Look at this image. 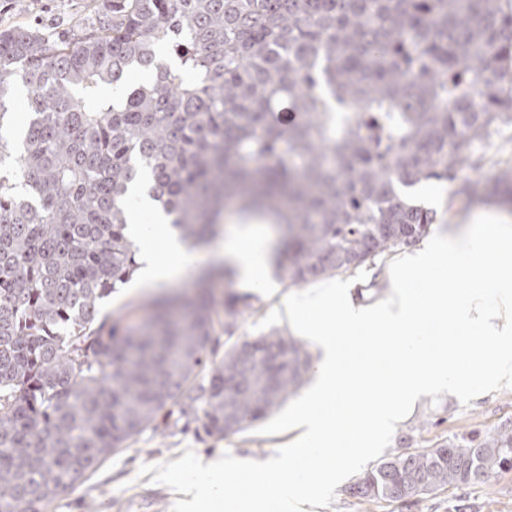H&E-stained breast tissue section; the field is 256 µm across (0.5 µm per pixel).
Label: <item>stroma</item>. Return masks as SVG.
<instances>
[{
	"instance_id": "35a3bbf8",
	"label": "stroma",
	"mask_w": 512,
	"mask_h": 512,
	"mask_svg": "<svg viewBox=\"0 0 512 512\" xmlns=\"http://www.w3.org/2000/svg\"><path fill=\"white\" fill-rule=\"evenodd\" d=\"M91 0H0V28L15 23L49 18L62 23L82 14ZM452 183L426 181L411 185L405 195L417 204L437 211L441 225L458 230L488 206L477 203L463 208ZM157 290L126 284L101 305V312L115 318L132 313L141 318L150 312ZM291 404H284L264 422L221 440L201 439L194 430H148L132 446L104 460L72 489L61 493L49 512H191L186 482L206 483L201 464L227 456L265 460L287 452L294 438L288 429ZM512 427V387L496 391L474 390L471 398L445 393L428 398L415 408L389 438L386 452L423 448L458 434H484ZM370 465L361 460L351 465L346 481L328 488L312 500L308 512H512V470L485 482L441 491L416 501L389 506L361 503L347 492Z\"/></svg>"
}]
</instances>
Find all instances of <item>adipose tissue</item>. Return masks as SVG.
<instances>
[{"mask_svg": "<svg viewBox=\"0 0 512 512\" xmlns=\"http://www.w3.org/2000/svg\"><path fill=\"white\" fill-rule=\"evenodd\" d=\"M139 205L154 215L152 224L128 230L144 256L142 283L169 285L198 255L153 200L141 198ZM239 223L214 259L232 270L238 288L265 294L276 265L274 235L260 217L243 216ZM490 254L504 264L494 275L498 294L492 304L473 284L474 271ZM379 281L369 302L357 298L354 280L329 277L280 298V310L314 337L319 351L315 381L288 419L296 433L293 451L260 467L233 457L216 463L215 471L231 481L212 482L204 492L208 502L231 500L236 512H299L311 496L297 479L299 464L313 449H332L325 474L340 480L349 461L381 447L433 394L464 397L475 381L488 390L512 385V225L505 219L489 213L475 230L456 236L432 229L415 246L389 256ZM413 281L425 283L423 293L410 290ZM431 314L436 337L418 343ZM474 334L479 342L459 363L449 336ZM369 336L379 337V344L367 347Z\"/></svg>", "mask_w": 512, "mask_h": 512, "instance_id": "obj_1", "label": "adipose tissue"}]
</instances>
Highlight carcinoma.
<instances>
[{
	"label": "carcinoma",
	"mask_w": 512,
	"mask_h": 512,
	"mask_svg": "<svg viewBox=\"0 0 512 512\" xmlns=\"http://www.w3.org/2000/svg\"><path fill=\"white\" fill-rule=\"evenodd\" d=\"M134 70L151 83L126 88ZM19 83L31 118L15 131ZM509 126L500 0H102L61 30L1 29L0 512H46L148 429L237 434L312 367L276 329L233 340L259 308L230 289L136 324L99 317L138 268L132 186L191 243L232 203L266 213L280 277L299 286L427 235L436 214L405 185L489 166L511 200L512 161L488 155ZM511 467L501 427L387 454L350 493L405 501Z\"/></svg>",
	"instance_id": "carcinoma-1"
}]
</instances>
